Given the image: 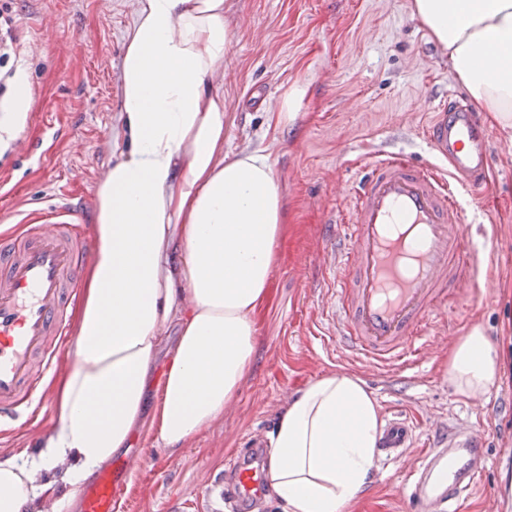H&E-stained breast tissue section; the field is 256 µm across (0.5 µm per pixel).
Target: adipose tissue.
Segmentation results:
<instances>
[{"mask_svg":"<svg viewBox=\"0 0 512 512\" xmlns=\"http://www.w3.org/2000/svg\"><path fill=\"white\" fill-rule=\"evenodd\" d=\"M225 2L138 0L73 359L53 385L55 419L37 456L0 462V512H24L40 496L53 512H72L83 483L133 434L180 448L223 415L252 369L254 317L280 262L285 208L267 149L224 148L214 81L231 42ZM409 14L512 141V0H411ZM171 328L177 340L157 379ZM511 346L512 336L495 342L473 326L450 354L449 384L485 395ZM382 427L360 377L308 382L268 441L283 512H345L371 480Z\"/></svg>","mask_w":512,"mask_h":512,"instance_id":"ef3b65f1","label":"adipose tissue"}]
</instances>
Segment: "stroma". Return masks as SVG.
<instances>
[{
	"instance_id": "35a3bbf8",
	"label": "stroma",
	"mask_w": 512,
	"mask_h": 512,
	"mask_svg": "<svg viewBox=\"0 0 512 512\" xmlns=\"http://www.w3.org/2000/svg\"><path fill=\"white\" fill-rule=\"evenodd\" d=\"M409 0H226L232 39L224 71V105L232 150L267 145L284 194L288 220L268 296L258 310L251 372L223 417L182 449L129 441L144 464L126 478L121 512H195L222 502L210 480L249 435L270 434L286 404L312 379L352 372L381 412L408 409L421 426L435 420L478 427L488 465L483 489L462 512H512V353L500 380L479 398L448 383V354L471 327L490 338L512 329V151L493 157L481 202H466L465 232L489 249L479 272L488 288L477 302L448 314L447 342L416 367L385 374L337 352L321 309L333 286L323 276L321 237L346 203L339 191L357 176L358 158L378 148L416 161L431 158L423 136L428 115L445 91L458 90L447 62L426 30L408 16ZM137 0H14L15 35L28 56L24 79L30 108L9 111L0 94V171L13 193L0 197V225L18 211L62 202L68 192L95 194L120 131L119 75ZM54 25L45 28L43 20ZM289 106L294 119L276 127L271 115ZM41 142L43 155L14 163L12 140ZM52 405L31 426L0 435V460L36 455V434L50 425ZM403 466H376L353 512H406Z\"/></svg>"
}]
</instances>
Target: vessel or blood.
<instances>
[{"label":"vessel or blood","mask_w":512,"mask_h":512,"mask_svg":"<svg viewBox=\"0 0 512 512\" xmlns=\"http://www.w3.org/2000/svg\"><path fill=\"white\" fill-rule=\"evenodd\" d=\"M424 136L434 163L379 150L361 161L343 192L351 208L326 225L324 252L336 290L331 315L337 346L381 369L403 370L431 358L429 338L446 323L449 303L472 294L480 250L469 246L458 189L480 195L499 145L477 113L456 98L434 109ZM446 159L441 170L437 159ZM90 199L57 203L31 218L24 233L0 237V431L30 423L55 358L69 355L68 312L81 283L90 243L79 216ZM418 440L414 423L394 412L379 442L382 465L404 461ZM260 440H249L225 461L211 483L225 512H252L268 477ZM488 454L481 434L466 424L434 427L432 445L408 469L412 512H459L478 487ZM138 458L127 456L87 486L80 512H117Z\"/></svg>","instance_id":"b4317fda"}]
</instances>
